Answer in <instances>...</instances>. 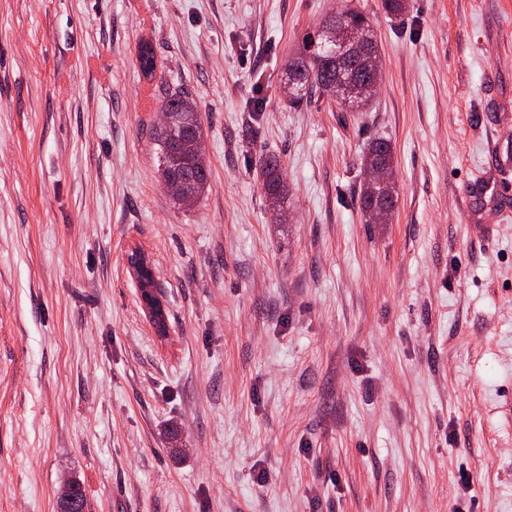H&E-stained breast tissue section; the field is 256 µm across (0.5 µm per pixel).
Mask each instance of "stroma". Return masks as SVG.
Returning <instances> with one entry per match:
<instances>
[{"mask_svg": "<svg viewBox=\"0 0 512 512\" xmlns=\"http://www.w3.org/2000/svg\"><path fill=\"white\" fill-rule=\"evenodd\" d=\"M343 3L379 92L290 104ZM168 86L204 128L189 205L157 172ZM378 137L398 196L369 224ZM507 182L512 0H0V512H58L72 475L89 512H512ZM385 165L393 174V149L390 141L384 138L372 140L363 155V168ZM260 172L268 198L273 207L283 203L286 188L283 184L281 165L277 157L267 155L261 158ZM141 258L142 257L137 254V257L128 258V263H129V267H130L133 275L135 276V278L138 281V285L140 288L141 300L144 305V309L148 312L151 319L157 318L158 315L162 316L160 318L164 319L166 317V315H165V311H164L161 300L159 299L160 300L159 304H157L153 307L150 305V303L148 301L145 300V297H144V296H146V294L144 295L145 292H148L151 295L155 294L158 297V289L156 287L155 277H154L153 271L150 266H148V267H149L151 275H152L153 288L147 287L145 285V282H143L142 277L139 275ZM158 307H160V310H158Z\"/></svg>", "mask_w": 512, "mask_h": 512, "instance_id": "35a3bbf8", "label": "stroma"}]
</instances>
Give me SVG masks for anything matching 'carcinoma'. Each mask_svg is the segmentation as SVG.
<instances>
[{"label": "carcinoma", "mask_w": 512, "mask_h": 512, "mask_svg": "<svg viewBox=\"0 0 512 512\" xmlns=\"http://www.w3.org/2000/svg\"><path fill=\"white\" fill-rule=\"evenodd\" d=\"M323 24L334 27L344 33L359 28L367 41L368 51L363 57L348 61L347 68L353 77L355 95L336 100V105L343 108L350 105H364L374 95L371 82L376 72L381 70V56L375 39L372 21L368 14L355 8L341 7L327 17ZM320 36L316 33L306 34L302 47L286 63V79L294 81L295 88L291 101L298 104L308 94L323 90L326 82L336 79L338 63L336 56L319 47ZM138 67L147 79L153 78L155 59L149 42L140 44L137 54ZM162 110L169 113L170 126L156 130L155 136L159 146L158 173L164 185L177 182L184 193L195 198L201 197L210 180V166L206 159L204 147L179 156L171 154L170 133L172 130H194L203 134L200 116L195 101L190 95L178 88H168L162 100ZM385 165L392 168L393 149L390 141L384 138L372 140L363 155V167ZM260 172L268 198L272 206L283 203L286 188L283 184L281 165L277 157L267 155L261 158ZM397 188L395 181L385 187L363 183L358 197L361 211L365 212L381 201L388 199L395 203ZM59 512H87L88 504L79 480L72 478L63 486L58 500Z\"/></svg>", "instance_id": "obj_1"}]
</instances>
